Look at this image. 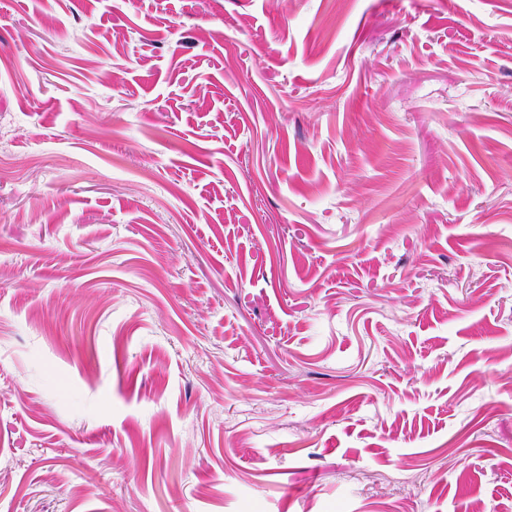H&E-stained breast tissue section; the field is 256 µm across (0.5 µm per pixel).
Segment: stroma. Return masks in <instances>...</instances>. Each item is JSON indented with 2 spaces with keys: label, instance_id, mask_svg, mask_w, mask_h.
<instances>
[{
  "label": "stroma",
  "instance_id": "35a3bbf8",
  "mask_svg": "<svg viewBox=\"0 0 512 512\" xmlns=\"http://www.w3.org/2000/svg\"><path fill=\"white\" fill-rule=\"evenodd\" d=\"M512 506V0H0V512Z\"/></svg>",
  "mask_w": 512,
  "mask_h": 512
}]
</instances>
